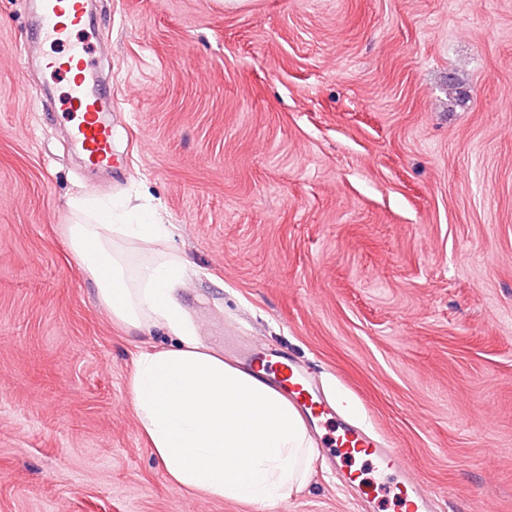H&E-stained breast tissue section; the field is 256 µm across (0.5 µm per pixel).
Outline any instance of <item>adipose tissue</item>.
<instances>
[{
    "mask_svg": "<svg viewBox=\"0 0 512 512\" xmlns=\"http://www.w3.org/2000/svg\"><path fill=\"white\" fill-rule=\"evenodd\" d=\"M87 224L68 228L71 246L113 320L174 335L168 348L135 358L129 391L141 430L171 485L267 506L306 481L314 450L299 410L275 387L211 352L175 300L186 261L176 254L129 271L119 243L168 239L172 227L151 215L115 223L114 212L78 202Z\"/></svg>",
    "mask_w": 512,
    "mask_h": 512,
    "instance_id": "1",
    "label": "adipose tissue"
}]
</instances>
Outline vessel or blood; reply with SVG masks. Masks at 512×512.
<instances>
[{"mask_svg":"<svg viewBox=\"0 0 512 512\" xmlns=\"http://www.w3.org/2000/svg\"><path fill=\"white\" fill-rule=\"evenodd\" d=\"M38 21L24 43L28 58L41 69L69 79L66 106L73 116L70 135L78 147L86 168L98 175L110 174L114 164L112 127L105 114L111 105L106 86L91 82L89 75L96 65L94 51L74 47L52 52L48 43L67 40L72 34L89 33L92 29L90 0H37ZM244 366L261 378L273 380L312 423L329 425L336 409L312 375L309 366L293 356L271 357L257 345L238 348ZM336 454V460L347 463L345 480L358 488L364 502H372L381 486H388L400 499L405 512H435V499L420 483L405 479L394 482L387 473L403 467L401 449L388 448L373 433L345 422L339 434H328L324 443Z\"/></svg>","mask_w":512,"mask_h":512,"instance_id":"b4317fda","label":"vessel or blood"}]
</instances>
